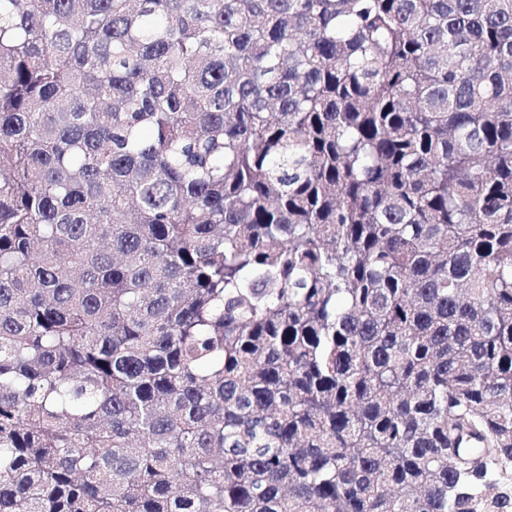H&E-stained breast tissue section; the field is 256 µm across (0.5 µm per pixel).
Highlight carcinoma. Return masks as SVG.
Listing matches in <instances>:
<instances>
[{"label":"carcinoma","mask_w":512,"mask_h":512,"mask_svg":"<svg viewBox=\"0 0 512 512\" xmlns=\"http://www.w3.org/2000/svg\"><path fill=\"white\" fill-rule=\"evenodd\" d=\"M0 512H512V0H0Z\"/></svg>","instance_id":"cac0c4a2"}]
</instances>
